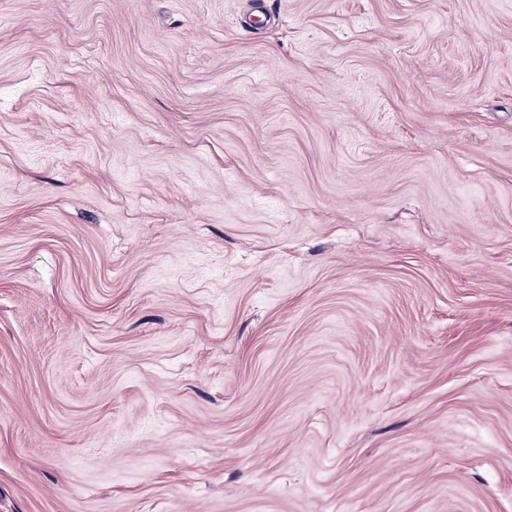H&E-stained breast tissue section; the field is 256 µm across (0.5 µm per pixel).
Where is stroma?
I'll return each instance as SVG.
<instances>
[{"label": "stroma", "instance_id": "1", "mask_svg": "<svg viewBox=\"0 0 512 512\" xmlns=\"http://www.w3.org/2000/svg\"><path fill=\"white\" fill-rule=\"evenodd\" d=\"M0 512H512V0H0Z\"/></svg>", "mask_w": 512, "mask_h": 512}]
</instances>
